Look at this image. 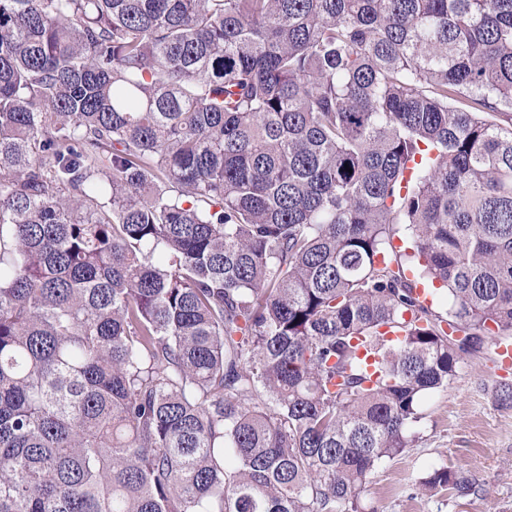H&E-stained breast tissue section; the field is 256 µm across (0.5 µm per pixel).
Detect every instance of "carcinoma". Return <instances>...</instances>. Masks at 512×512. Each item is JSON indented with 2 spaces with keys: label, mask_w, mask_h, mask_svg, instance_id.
<instances>
[{
  "label": "carcinoma",
  "mask_w": 512,
  "mask_h": 512,
  "mask_svg": "<svg viewBox=\"0 0 512 512\" xmlns=\"http://www.w3.org/2000/svg\"><path fill=\"white\" fill-rule=\"evenodd\" d=\"M456 331L512 337V0H0V512H365ZM411 269L412 271L407 269L406 276L416 284L417 291L425 292V294L428 295L430 301L432 300L435 308L438 311L443 312L446 308V289L441 288L438 282H434L432 285L428 281L422 280L419 277V271L416 267H411Z\"/></svg>",
  "instance_id": "carcinoma-1"
}]
</instances>
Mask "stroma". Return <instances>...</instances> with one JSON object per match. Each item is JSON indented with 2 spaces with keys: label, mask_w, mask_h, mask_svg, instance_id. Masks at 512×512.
Wrapping results in <instances>:
<instances>
[{
  "label": "stroma",
  "mask_w": 512,
  "mask_h": 512,
  "mask_svg": "<svg viewBox=\"0 0 512 512\" xmlns=\"http://www.w3.org/2000/svg\"><path fill=\"white\" fill-rule=\"evenodd\" d=\"M494 351L467 357L448 389L423 401L413 448L378 469L365 501L376 512H512V406L499 402ZM468 470L484 494L454 501L430 493V468Z\"/></svg>",
  "instance_id": "1"
}]
</instances>
